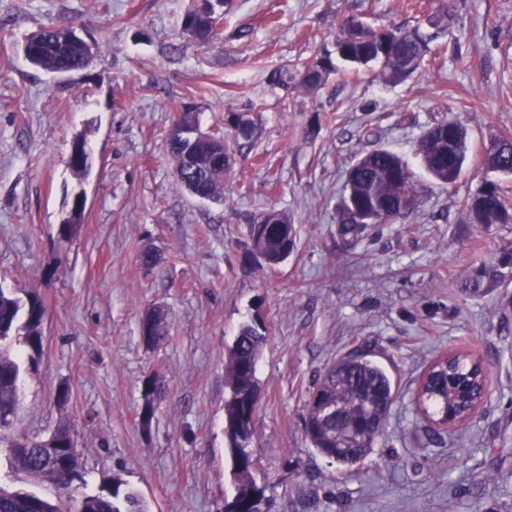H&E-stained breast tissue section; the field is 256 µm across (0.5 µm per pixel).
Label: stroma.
<instances>
[{
    "label": "stroma",
    "mask_w": 512,
    "mask_h": 512,
    "mask_svg": "<svg viewBox=\"0 0 512 512\" xmlns=\"http://www.w3.org/2000/svg\"><path fill=\"white\" fill-rule=\"evenodd\" d=\"M187 0H0V287L48 308L42 364L27 375L18 433L68 428L80 481L45 488L62 512L120 477L151 512H222L234 495L224 437L226 350L239 327L262 323L261 406L254 419L257 482L270 512H512V267L501 288L474 293L467 270L512 246V224L484 229L458 205L489 170L483 147L512 137V0H430L451 15L436 59L401 84L379 66L352 73L336 36L355 17L374 27L421 23L413 0H230L221 34L200 47L182 31ZM76 23L94 47L85 69L57 79L22 44L50 24ZM329 57L318 92L273 87L285 64ZM189 107L204 129L232 116L261 122L224 184L200 201L174 175L168 130ZM456 121L468 156L453 189L421 175L407 219L370 229L347 253L336 233L347 170L382 146L417 164L424 126ZM85 136L93 166L73 175ZM82 221L59 225L74 196ZM298 229L278 268L245 247L267 207ZM154 246L163 260L143 267ZM169 313L147 346L148 309ZM362 348L397 396L373 452L352 466L318 454L302 416L317 374ZM449 350L480 358L488 393L460 430L430 427L414 393ZM156 377L142 424L144 382Z\"/></svg>",
    "instance_id": "stroma-1"
}]
</instances>
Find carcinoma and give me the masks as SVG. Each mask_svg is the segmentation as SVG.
I'll list each match as a JSON object with an SVG mask.
<instances>
[{
	"label": "carcinoma",
	"instance_id": "obj_1",
	"mask_svg": "<svg viewBox=\"0 0 512 512\" xmlns=\"http://www.w3.org/2000/svg\"><path fill=\"white\" fill-rule=\"evenodd\" d=\"M72 24L51 25L31 34L37 54L32 65L51 74L66 73L86 67L92 51L70 40ZM420 27H384L373 29L348 25L336 39L338 57L355 67L381 64L382 75L389 82H402L418 71L407 70L397 56H419L431 52L429 45L418 39ZM329 73L318 67V61L307 66V75L290 65L272 71L269 81L283 89L299 87L306 92L318 90ZM243 132L227 131L212 134L211 139L194 150L199 163L182 165L175 177L185 189H195L201 196L211 195L224 201V164L219 159L242 152L255 137V123L246 122ZM420 165L435 182L448 172V143L435 131L427 128L418 145ZM484 162L488 169L512 174V139L500 137L485 148ZM417 172L398 154L376 148L362 156L348 171L345 193L368 209L369 220L361 224L351 214L347 199L338 205L337 232L346 250H353L363 235L373 226L394 224L409 217L395 212L403 196L419 198ZM479 200L483 217L469 220L481 226L512 224V199L506 197L498 182L484 180L477 190L460 201V207L470 212L473 200ZM284 223H268L264 212L248 225L249 251L273 268L288 260V248L297 246V229L291 217L276 210ZM512 263V252L502 253L497 261L483 263L468 271L467 278L474 291L494 288L501 282L500 268ZM47 314L43 300L31 294L23 301L0 288V418L7 434L0 438L6 444L10 464L9 477L16 488L0 485V512H59L58 507L44 494L26 486L67 488L80 479L74 469L60 467L54 453L71 452L80 455L70 431L58 428L51 439L42 435L8 433L19 406L22 357L13 348L20 338L29 368L37 369L43 356L42 318ZM266 336L252 324L242 325L232 343L227 346L224 379L228 398L224 404V436L232 455L235 494L224 504V512H268L270 499L266 485L257 483L254 465V418L260 407L257 366ZM487 374L482 362L460 352L448 361L429 365L426 378L418 386L415 404L425 420L448 421L462 427L471 417L476 400L482 397ZM158 385L151 378L144 383L145 404L142 422L154 413L153 396ZM396 394L386 371L368 354L353 350L336 359L321 371L313 383L306 402L303 430L319 454L340 464L352 466L370 454L382 435ZM75 512H150L147 501L135 490L123 487L122 481L112 480L107 493L86 494L77 503Z\"/></svg>",
	"mask_w": 512,
	"mask_h": 512
}]
</instances>
